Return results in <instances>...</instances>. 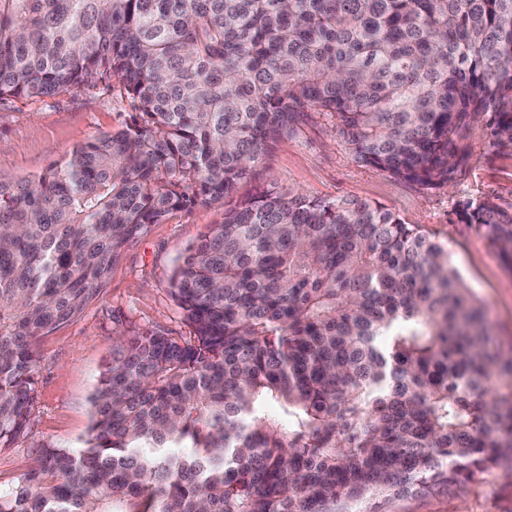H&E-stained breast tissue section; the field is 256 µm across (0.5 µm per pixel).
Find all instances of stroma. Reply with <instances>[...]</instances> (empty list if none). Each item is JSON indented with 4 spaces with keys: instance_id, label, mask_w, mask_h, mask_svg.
Wrapping results in <instances>:
<instances>
[{
    "instance_id": "1",
    "label": "stroma",
    "mask_w": 512,
    "mask_h": 512,
    "mask_svg": "<svg viewBox=\"0 0 512 512\" xmlns=\"http://www.w3.org/2000/svg\"><path fill=\"white\" fill-rule=\"evenodd\" d=\"M132 109L114 80L90 91L0 101V176L35 177L70 151L122 128ZM298 191L312 198L351 196L387 207L403 222L420 225L447 244L464 285L484 305L504 345L512 346V271L476 225L457 221L459 202L489 199L512 207V152L476 137L472 158L449 186L422 188L354 158L330 121L315 112L277 141L248 180L223 204L173 212L127 247L112 267L102 295L39 346L34 384V423L13 447L0 449V483L19 479L36 464L40 446L81 447L89 425V397L112 354L117 334L161 327L188 335L168 280L178 257L208 225L220 223L235 200L266 190ZM388 512H512V467L484 471L450 489L395 498Z\"/></svg>"
}]
</instances>
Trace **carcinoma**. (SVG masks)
<instances>
[{
    "label": "carcinoma",
    "instance_id": "cac0c4a2",
    "mask_svg": "<svg viewBox=\"0 0 512 512\" xmlns=\"http://www.w3.org/2000/svg\"><path fill=\"white\" fill-rule=\"evenodd\" d=\"M111 77L130 122L0 179V448L32 425L40 339L306 113L426 188L478 127L512 149V0H0V100ZM457 216L512 267V210ZM168 292L191 336L118 337L83 446H42L0 512H382L512 457V357L448 248L380 204L240 200Z\"/></svg>",
    "mask_w": 512,
    "mask_h": 512
}]
</instances>
